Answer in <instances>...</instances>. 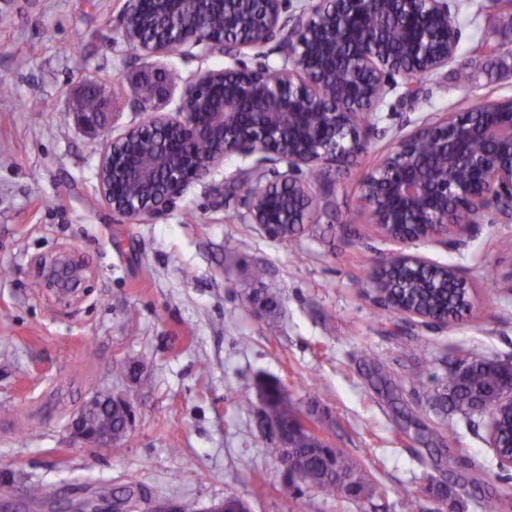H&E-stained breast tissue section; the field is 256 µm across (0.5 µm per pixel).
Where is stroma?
Instances as JSON below:
<instances>
[{"mask_svg":"<svg viewBox=\"0 0 512 512\" xmlns=\"http://www.w3.org/2000/svg\"><path fill=\"white\" fill-rule=\"evenodd\" d=\"M122 0H0V476L15 512H79L112 504L135 484L138 512L194 499L210 512L234 495L248 512H512V469L500 467L486 419H458L459 444L437 449L399 429L427 434L448 418L432 405L436 380L458 348L512 360L511 224H481L459 243L411 250L461 270L478 300L444 327L377 323L370 284L394 245L361 213L357 184L397 141L454 111L459 98H512V25L488 0H456L462 36L447 68L419 80L412 99L390 96L370 115L365 153L333 172L316 223L292 241L269 238L238 216L236 175L253 158L236 154L193 184L149 223L116 214L99 197L97 163L106 133L136 124L141 86L123 40ZM473 79L461 85L460 70ZM105 104L123 99L105 129L78 122L87 81ZM281 304L277 323L258 315L250 271ZM399 386L396 401L371 388L364 361ZM207 374H200V365ZM424 370L415 379L416 370ZM288 387L313 408L324 436L358 458L384 493L328 497L282 490V469L265 453L258 379ZM99 393L127 399L135 419L111 455L75 438L70 424ZM47 496L30 501L28 485Z\"/></svg>","mask_w":512,"mask_h":512,"instance_id":"stroma-1","label":"stroma"}]
</instances>
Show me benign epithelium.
Instances as JSON below:
<instances>
[{
    "mask_svg": "<svg viewBox=\"0 0 512 512\" xmlns=\"http://www.w3.org/2000/svg\"><path fill=\"white\" fill-rule=\"evenodd\" d=\"M150 16L142 0H124L122 35L141 60L163 55L167 46L143 40L147 26L175 12L179 47L219 53L231 64L199 71L183 88L175 113L144 104V118L106 139L99 154L98 185L113 213L133 220L163 215L188 188L237 154L256 157L240 173L241 220L270 238L282 239L284 224H313L319 195L298 177L303 169L325 174L363 154V120L378 111L402 79L413 82L455 59L461 30L448 0H156ZM224 12V36L216 38L198 19L210 6ZM280 56L274 66L242 65L245 49L268 45ZM277 79H268V72ZM164 68L139 74L153 93L167 91ZM336 86L327 98L322 88ZM209 145L196 156L193 146ZM154 155L151 168L139 154ZM452 153L455 165L442 163ZM368 223L388 240L459 239L478 224L512 223V98L487 101L479 112H450L402 138L359 182ZM434 262L402 251L382 260L373 276L386 308L422 325H448L391 305L383 271L418 270Z\"/></svg>",
    "mask_w": 512,
    "mask_h": 512,
    "instance_id": "obj_1",
    "label": "benign epithelium"
}]
</instances>
